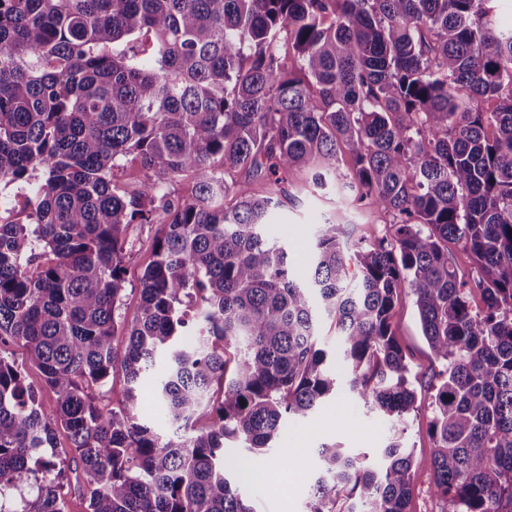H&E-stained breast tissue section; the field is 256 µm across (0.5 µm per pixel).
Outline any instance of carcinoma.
I'll use <instances>...</instances> for the list:
<instances>
[{"label":"carcinoma","mask_w":512,"mask_h":512,"mask_svg":"<svg viewBox=\"0 0 512 512\" xmlns=\"http://www.w3.org/2000/svg\"><path fill=\"white\" fill-rule=\"evenodd\" d=\"M490 2L0 0V184L32 192L27 222H0V512H66L72 474L86 512H251L228 443L268 453L343 385L401 429L377 468L317 449L307 512H407L417 398L391 326L407 290L441 364L435 494L448 512H512V29ZM130 154L133 194L112 173ZM295 166L392 215L393 238L355 242L327 222L296 282L266 234ZM235 169L268 194L228 183ZM186 170L200 172L193 195L165 200ZM154 223L139 311L121 318L125 229ZM319 312L344 344L342 381L317 347ZM116 368L126 401L105 412L92 391ZM148 375L165 440L140 411Z\"/></svg>","instance_id":"1"}]
</instances>
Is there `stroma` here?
Wrapping results in <instances>:
<instances>
[{
  "label": "stroma",
  "instance_id": "obj_1",
  "mask_svg": "<svg viewBox=\"0 0 512 512\" xmlns=\"http://www.w3.org/2000/svg\"><path fill=\"white\" fill-rule=\"evenodd\" d=\"M280 200V206L269 217L267 234L290 250L293 274L300 281L308 276L314 240L325 221L349 226L355 238L367 241L393 232L390 215L358 205L334 189L315 188L310 171L304 168L290 171ZM159 231L156 224H132L125 232L124 263L128 276L120 309L125 317H132L139 308L138 274L154 259V243ZM392 327L405 352L410 378L417 391V410L409 418L405 434L415 457L409 512H445L446 503L433 491L434 475L429 465L435 450L429 430V403L432 378L439 364L422 335L413 295L405 294L400 298L393 311ZM391 432L389 419L367 411L352 393L341 391L322 402L307 421H288L274 442V452L290 453L291 462L285 468L272 467L271 478L273 483L288 478L290 489L279 491L272 485L262 491L244 482L240 491L251 503L257 497H264L268 512H305L314 481L316 450L321 444L336 443L352 452L366 453L369 465L374 467L380 462V450Z\"/></svg>",
  "mask_w": 512,
  "mask_h": 512
}]
</instances>
